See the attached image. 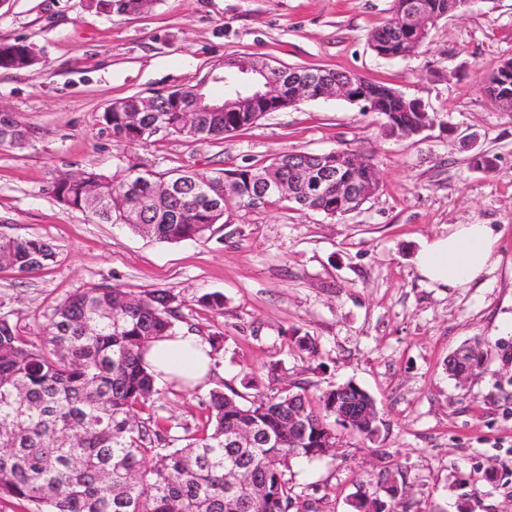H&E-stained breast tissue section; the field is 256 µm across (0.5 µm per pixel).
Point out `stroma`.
<instances>
[{
  "label": "stroma",
  "instance_id": "stroma-1",
  "mask_svg": "<svg viewBox=\"0 0 512 512\" xmlns=\"http://www.w3.org/2000/svg\"><path fill=\"white\" fill-rule=\"evenodd\" d=\"M392 0H154L105 15L84 0H0V42L30 45L35 65L0 69V115L26 129L0 145V236L36 237L55 258L23 275L0 268V317L38 340L59 302L90 285L170 291L175 327L215 340L206 386H160L145 414L171 435L201 428L212 391L243 392L256 374L273 396L299 382L310 398L352 381L375 400L377 432L344 428L343 445L297 459L286 476L315 512H354L357 493L386 474L405 512H512V112L484 78L512 58V0H472L403 59L379 57L372 33ZM354 72L418 99L439 123L387 135L379 114L339 99L304 101L246 130L119 144L100 116L112 102L205 81L222 95L226 60ZM343 149L367 156L380 187L339 218L282 201L233 209L204 237L162 242L97 223L61 205L55 183L94 171L159 174L268 164L285 151ZM489 157L475 168V153ZM452 224H489L499 264L475 283H427L413 262L423 240ZM219 292L222 310L200 304ZM309 337L316 353L298 348ZM481 343L484 370L467 382L448 356Z\"/></svg>",
  "mask_w": 512,
  "mask_h": 512
}]
</instances>
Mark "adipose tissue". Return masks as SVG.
<instances>
[{
	"label": "adipose tissue",
	"mask_w": 512,
	"mask_h": 512,
	"mask_svg": "<svg viewBox=\"0 0 512 512\" xmlns=\"http://www.w3.org/2000/svg\"><path fill=\"white\" fill-rule=\"evenodd\" d=\"M498 236L488 224H453L447 234L420 244L414 263L430 283L458 288L482 277L499 262ZM211 346L183 332L154 340L146 354L158 383L195 387L211 375Z\"/></svg>",
	"instance_id": "adipose-tissue-1"
}]
</instances>
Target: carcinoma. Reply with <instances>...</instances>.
I'll use <instances>...</instances> for the list:
<instances>
[{
    "label": "carcinoma",
    "instance_id": "carcinoma-1",
    "mask_svg": "<svg viewBox=\"0 0 512 512\" xmlns=\"http://www.w3.org/2000/svg\"><path fill=\"white\" fill-rule=\"evenodd\" d=\"M154 0H97L88 7L110 14L135 13ZM448 10L452 0H393L390 19L371 40L397 51L402 12L408 3ZM33 49L23 43H0V69H24L36 64ZM366 89L383 95L385 120L413 122L401 100L386 97L392 87L366 82ZM196 100L194 86L156 95L153 112L141 113L131 123L124 111L104 110L101 123L118 142H145L160 127L170 135L196 140L222 139L256 123L246 112H210L204 125L187 129L184 111ZM27 132L0 118V145H20ZM271 180L305 183V172L277 160L258 168ZM252 169H236L241 179V203L248 208L261 195L256 182L245 176ZM224 174L181 172L154 175L132 171L121 181L88 172L64 178L54 187L59 203L89 211L100 222L125 224L158 240L179 242L202 237L224 224L229 207L213 197L224 192ZM356 182H379L373 165L347 168ZM172 185L162 199L157 188ZM114 201L96 208L91 193ZM330 217L336 196L310 203ZM54 251L38 238L0 236L3 265L32 274L53 261ZM121 288L92 286L77 291L56 305L37 342L17 336L10 322L0 317V500H26L39 512H290L297 497L285 472L291 459L322 456L323 443L337 438L326 422L336 415V390L324 392L318 402L306 401V432L288 434V395H306L296 383L273 397L242 400L233 391H212L208 418L196 434L174 445L168 429L151 417L140 421L136 411L158 393L155 378L144 361L149 343L173 333L170 295L153 290L126 304ZM373 401L361 387L352 389L348 413L355 414ZM245 423L256 425L275 440L270 448H226L224 438ZM245 465L253 483L233 492L226 488V471Z\"/></svg>",
    "mask_w": 512,
    "mask_h": 512
}]
</instances>
